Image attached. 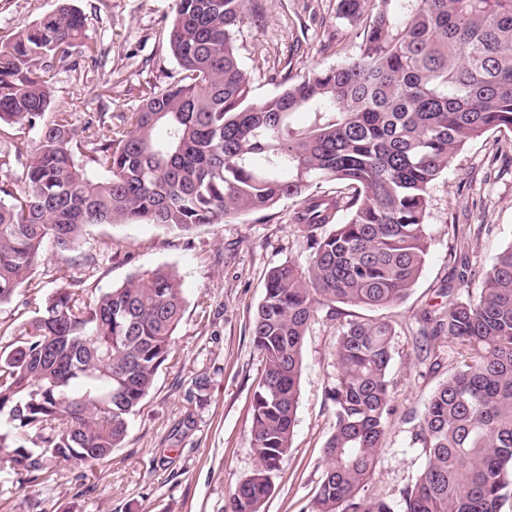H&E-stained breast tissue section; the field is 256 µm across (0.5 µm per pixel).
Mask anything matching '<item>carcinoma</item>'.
Masks as SVG:
<instances>
[{"instance_id":"obj_1","label":"carcinoma","mask_w":512,"mask_h":512,"mask_svg":"<svg viewBox=\"0 0 512 512\" xmlns=\"http://www.w3.org/2000/svg\"><path fill=\"white\" fill-rule=\"evenodd\" d=\"M252 2L174 0L166 41L179 76L128 89L141 104L127 126L65 106L45 116L55 73L76 69L74 47L98 53L75 8L0 43V305L26 307L29 274L53 252L96 264L81 250L90 224L186 233L297 204L292 223L311 261L267 276L251 329L264 361L250 429L257 464L230 488L225 512H261L288 461L319 307L405 299L428 252L431 185L468 141L512 131V0H374L355 57L286 73L261 101L236 44ZM365 2L338 0L337 17L361 21ZM14 127L38 130V143ZM453 261L480 293L423 317L425 340L446 333L465 350L418 418L423 471L398 511L362 496L392 414L396 331L350 322L336 341L335 423L309 512H500L512 495V244L481 271L466 254ZM184 311L176 275L158 267L93 299L70 278L17 329H0V450L18 487L124 447Z\"/></svg>"}]
</instances>
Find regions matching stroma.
Segmentation results:
<instances>
[{"label":"stroma","instance_id":"stroma-1","mask_svg":"<svg viewBox=\"0 0 512 512\" xmlns=\"http://www.w3.org/2000/svg\"><path fill=\"white\" fill-rule=\"evenodd\" d=\"M101 61L76 47L75 71L56 75L49 112H104L113 124L129 120L139 100L131 85L173 82L178 65L165 43L173 0H70ZM237 35L251 96L279 90L280 71L300 76L356 55L359 27L336 16L337 0H257ZM58 0H0V42L16 27L55 10ZM424 268L401 302L382 309L350 304L320 308L304 339L292 453L274 480L264 512H308L323 478V446L335 422L329 397L336 384V338L352 321L382 319L396 330L388 380L392 414L365 494L398 504L426 459L414 426L431 393L460 361L447 337L420 352L426 312L450 297L466 298L453 253L486 265L512 244V133H489L467 143L432 185ZM294 201L208 224L190 233L153 224L89 226L81 245L100 255L77 267L56 255L31 275L27 313L38 310L57 276L80 277L90 296L158 267L173 270L182 287L184 317L171 354L129 424L124 448L87 469L60 468L41 486L15 489L0 470V512H224L230 487L256 466L250 446L253 394L264 363L251 326L274 266H308L310 251L290 222Z\"/></svg>","mask_w":512,"mask_h":512}]
</instances>
